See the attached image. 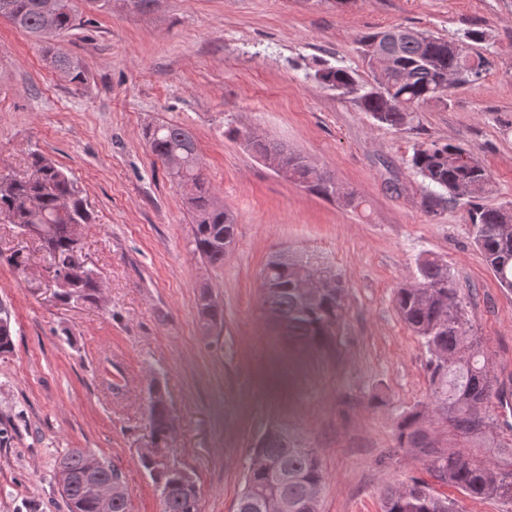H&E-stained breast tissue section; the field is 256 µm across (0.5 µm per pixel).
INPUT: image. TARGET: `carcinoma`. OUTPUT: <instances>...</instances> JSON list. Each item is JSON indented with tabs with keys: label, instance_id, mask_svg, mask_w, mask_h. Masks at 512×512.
Returning a JSON list of instances; mask_svg holds the SVG:
<instances>
[{
	"label": "carcinoma",
	"instance_id": "1",
	"mask_svg": "<svg viewBox=\"0 0 512 512\" xmlns=\"http://www.w3.org/2000/svg\"><path fill=\"white\" fill-rule=\"evenodd\" d=\"M79 17L78 0H0V18L27 33L46 49L50 66L72 83L82 84V62L63 52L57 40L70 31ZM484 31L472 28L462 39H445L404 27L358 35L356 43L373 83L361 84L348 67L322 65L315 80L330 90L357 94L363 111L395 130L420 125V109L430 103L446 105L448 74L463 71V57L475 66L476 75L464 74L461 83L476 84L490 69L489 58L476 50ZM386 58L380 70L372 67L375 55ZM232 134L262 161L276 162L291 180L311 193L336 199V180L299 154L273 140L246 131ZM150 151L162 162L177 154L180 170H169L178 183L189 184L186 194L191 215L194 254L218 266L224 263V240L234 241L236 219L212 191L202 174V160L192 133L185 127L156 124L146 131ZM412 169L433 188L426 200L428 211L445 203L466 201L474 243L501 286L512 288V204L487 206L482 199L493 191L487 169L461 145L431 140L414 149ZM0 220L36 236L57 275V300L95 304L100 283L93 269L77 256L80 230L92 215L77 182L45 155L30 153L22 173L0 171ZM299 260H267L261 268L259 288L265 309L275 314V327L295 348L330 349L346 318V283L321 288L315 295L297 287ZM393 302L403 323L419 337L428 353L425 373L430 396L440 419L456 433L477 435L493 427V400L500 397L487 352L472 336L463 297L448 265L436 257L418 259L413 280L399 284ZM199 319L209 329L223 324L224 310L217 304L199 303ZM11 314L0 305V355L12 351ZM147 410L151 442L140 453V463L160 494L162 512H201L196 483L183 481L176 465L157 461L168 455L173 416L166 391L158 383L149 387ZM422 412L415 410L396 421L401 448L427 450V470L441 482L472 498L495 496L512 504V473H500L469 460L462 452L439 450L424 427ZM95 470L99 481L112 478V465L97 464L82 451H68L59 464L58 484L69 512H99L88 488L77 476ZM326 483L315 449L303 444L286 426L273 424L249 450V464L235 512H267L265 501L288 496L310 500L319 512ZM383 512H459L453 498L435 494L428 483L410 476L383 493Z\"/></svg>",
	"mask_w": 512,
	"mask_h": 512
}]
</instances>
